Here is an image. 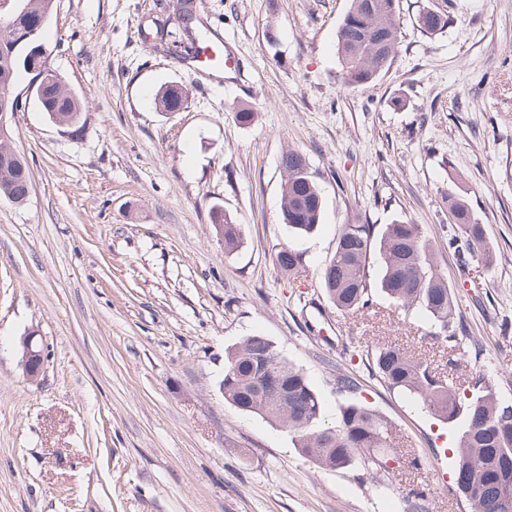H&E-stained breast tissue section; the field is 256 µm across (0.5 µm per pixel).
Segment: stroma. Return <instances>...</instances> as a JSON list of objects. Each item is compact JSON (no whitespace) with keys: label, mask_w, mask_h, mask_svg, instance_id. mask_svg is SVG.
Instances as JSON below:
<instances>
[{"label":"stroma","mask_w":512,"mask_h":512,"mask_svg":"<svg viewBox=\"0 0 512 512\" xmlns=\"http://www.w3.org/2000/svg\"><path fill=\"white\" fill-rule=\"evenodd\" d=\"M199 35L235 56L212 73L171 51L176 0H56L41 35L52 70L83 102L80 129L49 121L21 74L9 139L29 165L24 204L0 198V512H434L451 493L460 425L381 387L349 350L389 342L457 375L481 372L512 401V0H397L400 47L372 82L345 85L336 31L350 0H194ZM448 17L437 34L421 10ZM181 87L179 112L154 97ZM250 108V123L237 114ZM303 152L324 198L316 231L282 221L279 162ZM466 191L493 266L460 263L443 221ZM222 206L242 230L225 252ZM422 225L457 288V345L418 311L377 298L338 310L320 286L344 224ZM297 243L303 266L275 255ZM39 330L38 381L19 341ZM266 336L303 369L327 423L336 371L414 450L387 479L321 468L287 429L225 401L226 353ZM277 267L285 273L291 274L298 271L302 265V252L293 245L286 244L280 247L275 256Z\"/></svg>","instance_id":"1"}]
</instances>
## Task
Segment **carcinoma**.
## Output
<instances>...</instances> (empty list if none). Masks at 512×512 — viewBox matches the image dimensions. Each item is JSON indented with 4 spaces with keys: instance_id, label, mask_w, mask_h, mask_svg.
<instances>
[{
    "instance_id": "carcinoma-1",
    "label": "carcinoma",
    "mask_w": 512,
    "mask_h": 512,
    "mask_svg": "<svg viewBox=\"0 0 512 512\" xmlns=\"http://www.w3.org/2000/svg\"><path fill=\"white\" fill-rule=\"evenodd\" d=\"M23 14L0 17V45L8 44L33 27L38 15L52 18L53 0H26ZM419 27L433 35L448 25V16L432 9L419 13ZM396 0H350V7L336 32V47L343 81L350 86L376 79L393 62L399 49ZM26 57L8 68L0 64V85L14 84L26 70ZM43 111L49 119L75 118L82 111L79 98L48 79L44 85ZM306 157L290 149L282 154V216L299 237L311 235L320 224L322 193L305 172ZM29 170L0 168V197L15 204L26 201L23 184ZM448 223L454 234L448 248L461 256L477 254L488 265L496 261L487 242L484 225L463 194L453 190L445 197ZM216 235L224 251L236 250L242 241L240 225L232 216L215 220ZM435 245L419 224L396 221L376 232L373 224H345L336 237L333 256L320 273L321 288L337 309L365 312L373 308V291L380 290L396 307L417 309L430 325L427 336L449 341L455 337L457 299L434 265ZM379 263L377 281L369 279L370 259ZM277 267L288 274L302 265V252L286 244L275 256ZM266 363L272 371L268 384L257 378L253 367ZM365 367L370 377L389 391L422 403L435 419L463 422L456 449L454 495L473 512H512V403L501 400L481 376L460 380L397 345L378 343L366 350ZM359 383L352 375L336 373V394L344 397L334 426L321 424L324 405L304 372L281 356L272 342L251 335L233 347L224 366V400L237 409L257 414L282 425L297 440L304 458L336 469H359L376 478L391 476L388 461L402 460L407 450L393 443L390 425L357 397ZM406 512H431L426 496L412 491L406 496Z\"/></svg>"
}]
</instances>
